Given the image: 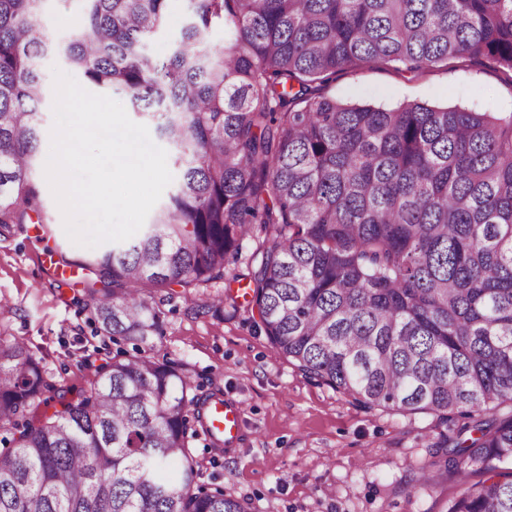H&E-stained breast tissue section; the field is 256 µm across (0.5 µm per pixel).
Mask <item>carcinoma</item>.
I'll return each mask as SVG.
<instances>
[{
	"label": "carcinoma",
	"instance_id": "cac0c4a2",
	"mask_svg": "<svg viewBox=\"0 0 512 512\" xmlns=\"http://www.w3.org/2000/svg\"><path fill=\"white\" fill-rule=\"evenodd\" d=\"M45 0H0V226L43 223L42 59L158 118L182 173L141 232L79 267L97 332L135 346L76 395L0 338V512H250L197 482L207 405L187 363L150 355L156 292L244 261L253 323L302 375L366 410L431 416L448 512H512V112L324 96L363 63L420 74L454 57L512 75V0H189L178 45L149 38L169 0H84L66 43ZM233 45L218 56L206 33ZM264 232L252 252L245 241ZM195 314L224 318V299ZM55 411L35 417L42 395Z\"/></svg>",
	"mask_w": 512,
	"mask_h": 512
}]
</instances>
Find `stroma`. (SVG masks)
I'll return each mask as SVG.
<instances>
[{"label": "stroma", "mask_w": 512, "mask_h": 512, "mask_svg": "<svg viewBox=\"0 0 512 512\" xmlns=\"http://www.w3.org/2000/svg\"><path fill=\"white\" fill-rule=\"evenodd\" d=\"M82 8V0H49L40 23L53 37H71ZM324 93L383 108L426 101L512 112V77L465 58L416 76L363 64L336 73ZM45 206L48 223L0 227V300L8 302L0 307V336L24 341L43 361L49 383L76 391L117 346L89 321L84 271L64 276L51 264L52 253L80 261L86 249L66 236L53 195ZM237 288L227 277L187 296H160L166 321L155 358L188 362L202 392L221 389L244 407L238 445L218 455L204 435L192 439L199 483L245 498L251 512H448L457 477L430 464L431 417L369 412L307 380L253 327L246 298L225 306L220 319L192 313L193 303ZM426 467L431 481L422 486Z\"/></svg>", "instance_id": "1"}]
</instances>
